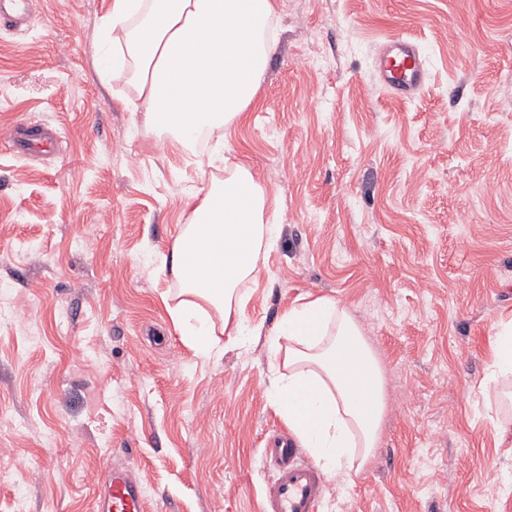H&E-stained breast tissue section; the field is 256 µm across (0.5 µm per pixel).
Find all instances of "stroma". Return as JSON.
<instances>
[{"label": "stroma", "mask_w": 512, "mask_h": 512, "mask_svg": "<svg viewBox=\"0 0 512 512\" xmlns=\"http://www.w3.org/2000/svg\"><path fill=\"white\" fill-rule=\"evenodd\" d=\"M111 0H34L0 28V132H58V152L0 143V512H94L108 466L144 512H264L265 337L205 358L168 306L162 257L190 195L247 162L280 202V239L240 288L245 323L327 296L381 362L375 448L327 476L318 512H512V0H278L276 47L245 122L190 151L132 111L93 55ZM418 46L400 100L386 39ZM496 364L499 371L512 373V324L510 322L497 336Z\"/></svg>", "instance_id": "obj_1"}]
</instances>
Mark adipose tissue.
<instances>
[{"mask_svg": "<svg viewBox=\"0 0 512 512\" xmlns=\"http://www.w3.org/2000/svg\"><path fill=\"white\" fill-rule=\"evenodd\" d=\"M275 0H112L94 67L136 92L148 124L191 148L201 133L243 121L274 42ZM188 201L187 226L168 257L182 299L174 327L202 356L222 354L219 334L266 335L280 368L270 389L303 447L327 471L351 469L376 444L384 409L380 363L344 306L317 297L288 309L270 332L244 325L239 288L278 242L267 218L278 201L243 162L225 167Z\"/></svg>", "mask_w": 512, "mask_h": 512, "instance_id": "obj_1", "label": "adipose tissue"}]
</instances>
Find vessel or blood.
<instances>
[{"label":"vessel or blood","mask_w":512,"mask_h":512,"mask_svg":"<svg viewBox=\"0 0 512 512\" xmlns=\"http://www.w3.org/2000/svg\"><path fill=\"white\" fill-rule=\"evenodd\" d=\"M31 0H0V25L21 28L28 20ZM388 87L416 94L422 87L423 62L415 44L405 38L388 40L379 59ZM0 140L26 153L44 137L39 126L21 123L0 134ZM267 459L276 461L277 472L264 491L265 512H317L324 491L319 469L299 461L292 443L278 438L268 443ZM144 494L129 469L112 466L98 492L96 512H143Z\"/></svg>","instance_id":"1"}]
</instances>
